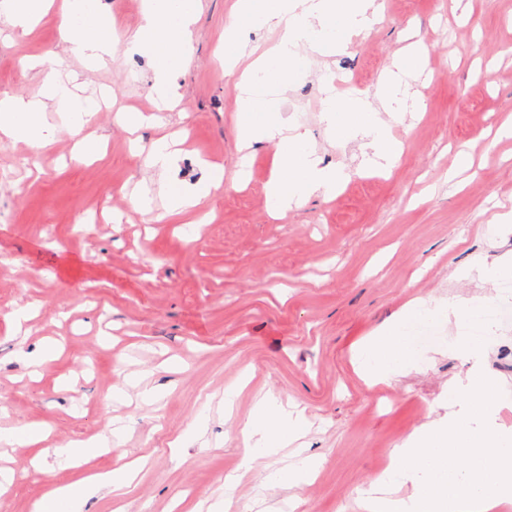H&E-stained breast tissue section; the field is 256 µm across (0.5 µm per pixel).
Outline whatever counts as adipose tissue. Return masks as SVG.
Wrapping results in <instances>:
<instances>
[{"instance_id":"obj_1","label":"adipose tissue","mask_w":512,"mask_h":512,"mask_svg":"<svg viewBox=\"0 0 512 512\" xmlns=\"http://www.w3.org/2000/svg\"><path fill=\"white\" fill-rule=\"evenodd\" d=\"M64 2L60 34L67 52L85 63H102L112 53V42L105 36L109 22L99 9V0ZM196 17V0H146L143 6L142 23L130 49L155 61L151 91L156 104L166 107L178 98L177 76L188 57ZM380 21L381 10L375 0H238L224 30V73L236 79L235 124L241 148H276L274 169L265 186L274 218H285L311 197H334L347 178L344 169L323 162L294 118L282 112V96L289 82L306 70L311 54L344 53L354 37L369 33ZM267 24L278 29L279 36L260 55H253L246 35ZM423 53L422 42L412 43L382 75L373 95H352L341 104L335 96H328L322 120L329 137L339 143L360 141L363 167L387 170L398 159L401 144L391 135L390 124L406 119L407 79L421 68ZM96 112V104L78 97L52 67L43 78L39 96L0 97V134L37 151L59 134L74 136L72 158L86 163L103 150L101 141L81 134ZM133 152L140 157L143 171L156 179L170 213L194 209L224 179L223 165L208 161L203 182L184 186L175 181L179 155L165 136L146 149L134 145ZM482 305L479 298L409 301L357 349L355 372L373 387L422 369L428 357L409 333L411 322L472 314ZM304 430L302 414L288 411L271 397L257 400L241 430L246 445L244 469L256 468L261 458L277 454ZM139 471V461L133 460L113 469L86 472L74 482H56L32 501L29 512H80L92 493L106 489L123 495Z\"/></svg>"}]
</instances>
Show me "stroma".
<instances>
[{"mask_svg": "<svg viewBox=\"0 0 512 512\" xmlns=\"http://www.w3.org/2000/svg\"><path fill=\"white\" fill-rule=\"evenodd\" d=\"M198 2L179 98L162 110L149 96L153 59L127 49L142 0H100L113 54L93 70L65 56L61 6L27 33L0 16V96L37 94L39 61L60 56L81 95L109 97L85 128L106 141L93 162H72L74 140L62 134L40 151L42 173L30 178L15 164L26 147L0 136V428L50 429L37 446L0 445L15 469L0 512H28L50 483L79 479L78 470L59 468L55 449L108 434L116 420L123 443L94 464L144 460L123 497L126 512H201L237 474L231 512H274L287 491L262 486L260 470L241 471V429L265 395L307 421L279 465L298 447L319 461L294 512H364L390 450L415 429L447 421L448 388L473 366L512 396V323L494 327L481 361L438 352L422 372L387 386L365 385L352 365L357 345L410 300L493 294L461 270L512 257V231H484L512 208V138H486L512 121V0H381V22L345 53L311 55L282 110L324 162L351 178L335 199L312 197L282 220L270 217L265 196L274 146L254 148L247 186H232L237 91L221 48L236 0ZM413 38L425 56L409 92L426 110L393 125L402 153L389 172L361 170L357 144L329 139L324 100L374 94ZM126 108L161 118L162 129H141L143 142L161 131L178 137V181L204 180L199 159L223 163L224 186L198 207L220 223L201 225L190 240L183 216L149 225L133 209L129 194L143 170L113 119ZM469 148L475 163L459 187L448 174ZM30 303L38 316L15 331L13 313ZM53 340L60 354L31 378V358ZM132 370L146 371L159 400H113ZM244 374L250 382L225 417L224 389ZM204 409L202 437L172 455L170 442Z\"/></svg>", "mask_w": 512, "mask_h": 512, "instance_id": "obj_1", "label": "stroma"}]
</instances>
